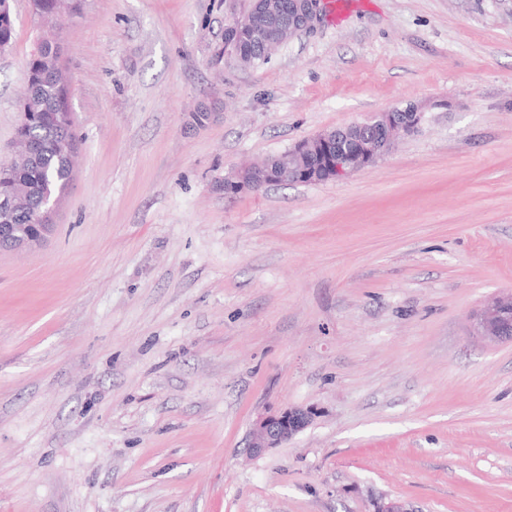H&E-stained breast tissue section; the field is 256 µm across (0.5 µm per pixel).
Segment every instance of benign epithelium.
<instances>
[{
    "mask_svg": "<svg viewBox=\"0 0 512 512\" xmlns=\"http://www.w3.org/2000/svg\"><path fill=\"white\" fill-rule=\"evenodd\" d=\"M34 16L40 30L34 46L39 52L46 45V33L57 15L77 12L72 0H59L55 8L46 6L45 0H31ZM324 16L323 0H290L283 10L279 0H250L249 8L233 17V25L224 35V56L238 63L237 33L242 28L251 31L264 56L271 55L293 38L314 32ZM44 78L54 86L71 88L65 75L60 49L54 47L47 63ZM425 119L422 105L408 101L405 106L380 112L363 123L326 130L300 141L288 149V155L278 161L269 159L247 167L224 182H232L245 191L257 192L271 184H285L306 177L326 174L338 179L373 164L390 151L395 141L418 131ZM368 125L379 128L374 138L359 139L355 130ZM37 142L32 138H15L8 156L0 159V174H10L16 167L30 163L36 156ZM56 196L44 195L33 225L15 224L13 220L28 209L31 196L27 188H18L0 198V240L10 238L13 248L20 250L42 243L53 228L52 215L58 204ZM474 329L480 335L497 342H512V292L502 293L477 314ZM314 413L299 407H287L262 414L252 424L250 451L262 454L292 440L312 422Z\"/></svg>",
    "mask_w": 512,
    "mask_h": 512,
    "instance_id": "7a95c632",
    "label": "benign epithelium"
}]
</instances>
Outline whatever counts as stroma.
Segmentation results:
<instances>
[{
	"instance_id": "35a3bbf8",
	"label": "stroma",
	"mask_w": 512,
	"mask_h": 512,
	"mask_svg": "<svg viewBox=\"0 0 512 512\" xmlns=\"http://www.w3.org/2000/svg\"><path fill=\"white\" fill-rule=\"evenodd\" d=\"M248 3L59 23L77 154L51 234L0 251V512H512V342L472 321L512 291V0H363L241 67ZM11 8L0 149L38 34ZM409 101L345 178L224 192ZM287 406L311 424L250 455Z\"/></svg>"
}]
</instances>
